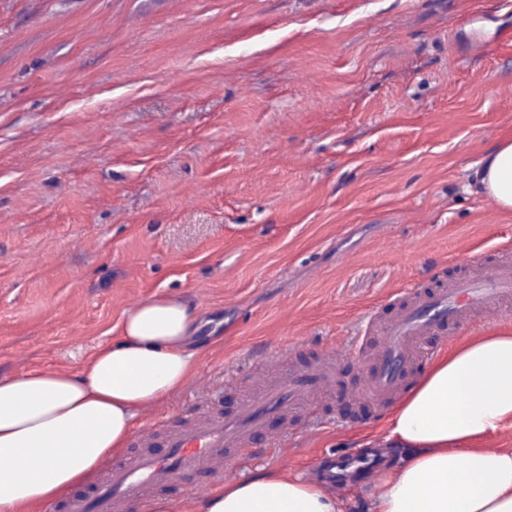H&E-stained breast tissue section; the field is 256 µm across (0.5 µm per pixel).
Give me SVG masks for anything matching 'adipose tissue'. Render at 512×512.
I'll use <instances>...</instances> for the list:
<instances>
[{
    "label": "adipose tissue",
    "mask_w": 512,
    "mask_h": 512,
    "mask_svg": "<svg viewBox=\"0 0 512 512\" xmlns=\"http://www.w3.org/2000/svg\"><path fill=\"white\" fill-rule=\"evenodd\" d=\"M478 193L512 211V140L474 172ZM195 314L175 296L124 318L79 373L0 377V512H39L124 448L136 409L167 399L195 365ZM512 423V330L464 340L435 360L388 418L411 454L383 476L369 512H512V452L480 442ZM191 512H343L321 485L285 473L219 485Z\"/></svg>",
    "instance_id": "obj_1"
}]
</instances>
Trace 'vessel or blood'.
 Instances as JSON below:
<instances>
[{"label":"vessel or blood","mask_w":512,"mask_h":512,"mask_svg":"<svg viewBox=\"0 0 512 512\" xmlns=\"http://www.w3.org/2000/svg\"><path fill=\"white\" fill-rule=\"evenodd\" d=\"M510 305L507 261L494 262L486 276L460 274L433 291L412 288L392 318L369 312L349 345L327 349L303 365L289 359L233 407L221 408L204 390L184 420L145 423L133 437V452L107 463L91 486L66 501L63 512H130L133 503L148 502L188 476L223 480L231 460L287 439L298 417L335 389L347 350L364 362L363 393L387 402L407 388L416 363L449 330L495 322Z\"/></svg>","instance_id":"b4317fda"}]
</instances>
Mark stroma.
Segmentation results:
<instances>
[{
	"mask_svg": "<svg viewBox=\"0 0 512 512\" xmlns=\"http://www.w3.org/2000/svg\"><path fill=\"white\" fill-rule=\"evenodd\" d=\"M512 137V0H0V374L78 371L184 296L204 350L171 420L251 355L345 343L393 293L512 248L469 185ZM238 477L387 448L362 369Z\"/></svg>",
	"mask_w": 512,
	"mask_h": 512,
	"instance_id": "1",
	"label": "stroma"
}]
</instances>
